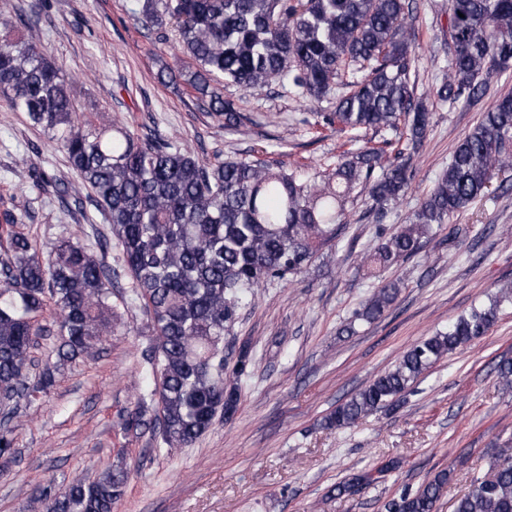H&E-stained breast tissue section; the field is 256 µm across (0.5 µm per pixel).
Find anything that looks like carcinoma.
I'll return each mask as SVG.
<instances>
[{
	"label": "carcinoma",
	"instance_id": "cac0c4a2",
	"mask_svg": "<svg viewBox=\"0 0 512 512\" xmlns=\"http://www.w3.org/2000/svg\"><path fill=\"white\" fill-rule=\"evenodd\" d=\"M410 0H135L132 16L165 38L177 29L185 69L165 65L159 78L186 77L207 111L224 129L243 133L250 119L218 92L217 78L252 89L276 80L289 96L314 104L336 96L331 112L315 123L372 134L327 166L285 169L259 157L207 162L174 139L139 136L119 119L95 123L77 111L71 78L39 50L47 0L28 6L0 0V99L29 124L50 133L69 169L86 190L45 172L32 174L41 191L54 186L62 207L104 215L120 264L93 257L79 233L41 250L20 232L0 254V413L3 424L19 416L21 402L47 392L61 366L92 356L122 320L140 305L151 344L144 355L153 384L127 411L128 430L149 429L168 448L191 446L217 416L231 418L239 386L224 380V334L268 284L290 282L335 248L347 205L357 197L378 210L411 189L413 154L432 123L429 100L455 104L478 96L492 77L512 68V0H448V74L426 91L417 84V37L409 24ZM512 170V92L482 113L419 206L358 268L387 270L418 254L449 219L466 210L493 178ZM131 288L112 301L121 277ZM399 282L377 288L356 311L372 323L384 316ZM54 316L44 320L45 297ZM512 305V283L486 306L473 308L410 346L398 363L358 390L325 419L349 428L384 408L397 407L419 378L443 357L486 335L503 304ZM56 338L55 361L37 384L29 381L39 338ZM254 362L249 343L236 350V377ZM127 472L94 480L53 482L31 495L28 512H112ZM362 472L339 482L336 496L372 485ZM448 484L439 472L416 492L388 504V512H435ZM454 512H512V460L496 458L488 475H476Z\"/></svg>",
	"mask_w": 512,
	"mask_h": 512
}]
</instances>
